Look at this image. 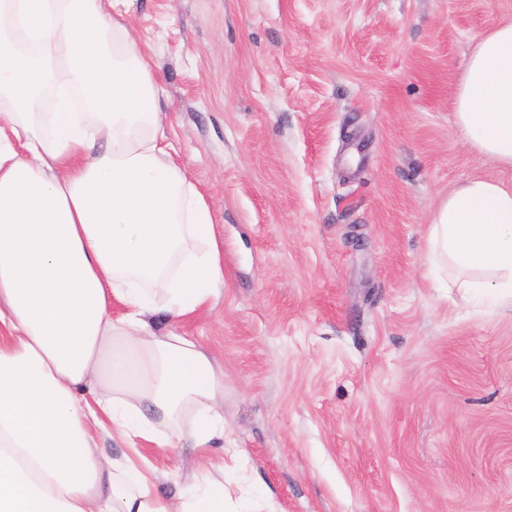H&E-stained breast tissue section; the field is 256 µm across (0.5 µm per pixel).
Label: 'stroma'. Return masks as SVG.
<instances>
[{"instance_id":"35a3bbf8","label":"stroma","mask_w":512,"mask_h":512,"mask_svg":"<svg viewBox=\"0 0 512 512\" xmlns=\"http://www.w3.org/2000/svg\"><path fill=\"white\" fill-rule=\"evenodd\" d=\"M224 238L176 331L224 374L227 512H512V311L435 269L458 184L512 186L453 98L512 0H115ZM207 455L153 453L177 495Z\"/></svg>"}]
</instances>
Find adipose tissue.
Returning <instances> with one entry per match:
<instances>
[{"mask_svg":"<svg viewBox=\"0 0 512 512\" xmlns=\"http://www.w3.org/2000/svg\"><path fill=\"white\" fill-rule=\"evenodd\" d=\"M0 27V512H224L209 479L159 494L138 448L173 447L187 418L193 447L224 443L214 357L151 322L224 287L211 207L158 120L165 91L103 0H0ZM455 112L512 167V22L479 36ZM429 243L458 287L512 307V186H457ZM100 434L129 453L105 456Z\"/></svg>","mask_w":512,"mask_h":512,"instance_id":"adipose-tissue-1","label":"adipose tissue"}]
</instances>
